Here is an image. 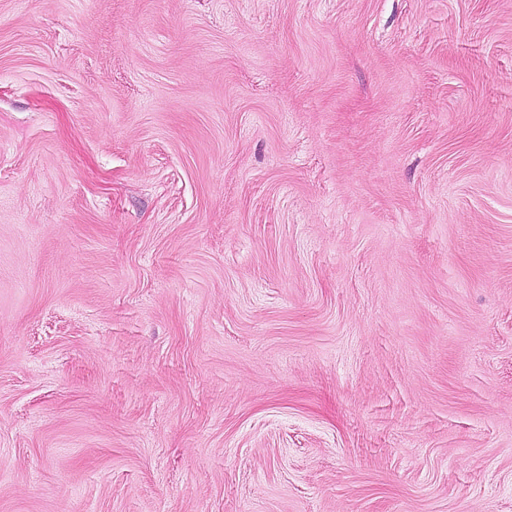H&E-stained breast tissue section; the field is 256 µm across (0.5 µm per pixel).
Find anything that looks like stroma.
Returning <instances> with one entry per match:
<instances>
[{
    "label": "stroma",
    "instance_id": "35a3bbf8",
    "mask_svg": "<svg viewBox=\"0 0 512 512\" xmlns=\"http://www.w3.org/2000/svg\"><path fill=\"white\" fill-rule=\"evenodd\" d=\"M0 512H512V0H0Z\"/></svg>",
    "mask_w": 512,
    "mask_h": 512
}]
</instances>
